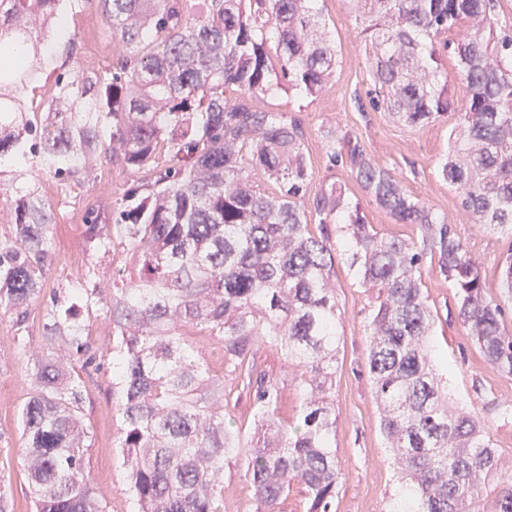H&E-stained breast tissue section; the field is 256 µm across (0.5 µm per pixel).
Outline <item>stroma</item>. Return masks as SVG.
<instances>
[{"mask_svg": "<svg viewBox=\"0 0 512 512\" xmlns=\"http://www.w3.org/2000/svg\"><path fill=\"white\" fill-rule=\"evenodd\" d=\"M332 25L338 64L335 76L316 96L304 97L280 90L267 100V108L298 120L306 154L310 193L333 182L344 183L349 201L360 202L369 224L384 236L420 241L415 224H398L371 203L360 184L327 157L330 131L351 132L360 138L372 159L391 171L405 189L451 225L490 284H497L500 261L512 252V233L473 223L455 190L438 173V162L448 149V131L454 117L404 126L386 112L361 109L357 100L371 88L363 41L349 12L347 0H319ZM76 42L74 70L108 74L125 51L95 4L70 20L65 34L55 38L53 63L61 65L69 42ZM147 173L136 172L106 159L91 161L69 184L48 173L31 169L17 181L34 184L51 207L54 230L51 263L43 277V300L28 310L24 329L11 318L0 317V476L15 504L14 512H32L27 472L21 448L19 413L32 390L36 360L49 352L43 338L44 304L69 289L92 285L109 294L112 275L125 255L113 247L111 255L88 256L83 236L84 217L90 210L105 213L130 190L142 185ZM333 277L341 312L336 379L332 398L336 408V457L343 468L333 512H395L404 488L393 452L380 429L367 364L366 325L376 304V291L361 287L347 255L337 251ZM422 282L433 309V345L439 367L448 377V395L459 406L475 410L489 429L501 457L499 474L512 479V376L488 364L458 316L454 290L442 276L434 258L421 267ZM91 344L99 368L92 372L83 420L89 447L87 472L97 498L107 512H132L127 496V470L116 447L119 419L112 397V326L99 311L90 313ZM258 370L279 381L282 418L296 417L301 405L295 367L270 344L253 346Z\"/></svg>", "mask_w": 512, "mask_h": 512, "instance_id": "1", "label": "stroma"}]
</instances>
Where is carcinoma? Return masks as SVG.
<instances>
[{"label": "carcinoma", "instance_id": "carcinoma-1", "mask_svg": "<svg viewBox=\"0 0 512 512\" xmlns=\"http://www.w3.org/2000/svg\"><path fill=\"white\" fill-rule=\"evenodd\" d=\"M96 2L126 52L112 77H55L54 110L24 99L49 64L46 23L61 28ZM319 0H0V177L5 162L40 165L68 182L95 157L153 182L112 208L127 266L102 298L75 288L46 309L48 349L97 367L83 311L112 322L118 446L136 512H224V464L239 462L255 512H285L294 483L306 512H331L342 475L332 441L340 311L334 254L350 251L359 283L378 289L367 325L368 366L382 428L408 496L398 512H471L500 456L477 412L448 406L431 358L433 316L421 281L426 255L455 288L459 314L484 358L512 375V334L480 268L450 225L409 195L349 132L327 135L332 165L350 171L397 224H417L423 248L381 236L345 185L312 196L297 121L260 108L287 88L319 94L337 53ZM373 85L369 104L415 126L457 116L438 172L474 223L512 229V27L501 0H350ZM450 31L454 41H440ZM275 50L279 68L271 63ZM456 62L448 78L444 58ZM233 88L251 99L232 102ZM261 176L278 185L267 194ZM316 217L317 230L308 224ZM53 218L34 186L16 191L13 236L0 240V314L17 327L42 293ZM347 225L340 245L329 225ZM100 216L84 220L89 249L108 253ZM498 287L512 298V252ZM264 338L300 371L302 404L281 419L278 380L255 373ZM219 345L220 371L197 344ZM19 425L33 512H104L87 483L83 405L88 384L48 355ZM252 393L253 427L224 405V380ZM492 512H512V483Z\"/></svg>", "mask_w": 512, "mask_h": 512}]
</instances>
